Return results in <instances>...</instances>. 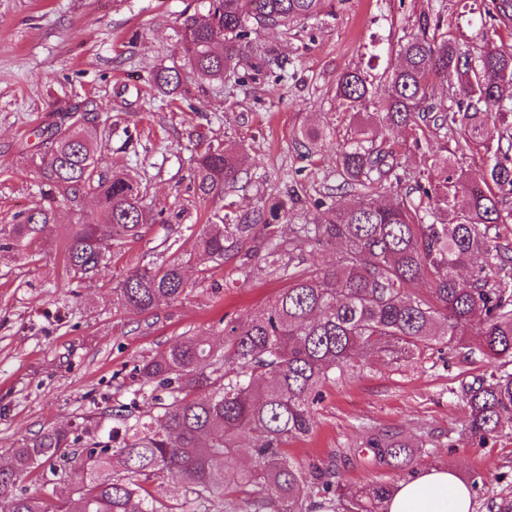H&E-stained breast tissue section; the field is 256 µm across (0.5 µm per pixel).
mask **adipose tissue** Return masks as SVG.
Here are the masks:
<instances>
[{
  "label": "adipose tissue",
  "instance_id": "obj_1",
  "mask_svg": "<svg viewBox=\"0 0 512 512\" xmlns=\"http://www.w3.org/2000/svg\"><path fill=\"white\" fill-rule=\"evenodd\" d=\"M386 512H475L469 481L455 467H423L400 481L385 503Z\"/></svg>",
  "mask_w": 512,
  "mask_h": 512
}]
</instances>
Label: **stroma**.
Wrapping results in <instances>:
<instances>
[{
    "instance_id": "1",
    "label": "stroma",
    "mask_w": 512,
    "mask_h": 512,
    "mask_svg": "<svg viewBox=\"0 0 512 512\" xmlns=\"http://www.w3.org/2000/svg\"><path fill=\"white\" fill-rule=\"evenodd\" d=\"M485 7L486 0H326L317 16L253 35L278 64L243 55L235 76L221 83L187 77L181 98L168 105L156 98L152 75L182 64L180 25L204 14V0H0V224L39 202L43 132L59 122V107L88 101L110 133L99 150L101 170L135 178L146 204L166 217L78 287L69 282L62 242L70 225L95 218L93 196L76 208L58 206L31 258L0 253V463L23 439L52 427L83 422L107 440L111 410L129 403L137 387L135 364L189 336L221 344L225 322L247 320L272 301L285 280L245 272L233 260L220 268L202 260L195 239L203 225L225 205L246 210L289 189L300 198L295 223H326L332 207L352 200L336 171V147L353 122L336 98L339 74L360 72L382 96L398 41L417 33L425 15L462 48L487 38L512 48V21L482 25ZM314 126L329 136L303 139ZM378 143L400 154L406 187L444 145L435 130L419 138L408 127L380 129ZM229 144L240 151L237 181L223 199L198 202L195 159ZM173 253L186 292L147 313L125 312L118 283ZM359 363L324 387L312 432L286 441L294 462L333 469L352 492L396 485L403 471L361 451L368 429L386 428L426 440L417 467L449 462L476 481V512L512 507V430L473 444L455 395L462 376L489 370L487 360L426 349L399 364L373 356Z\"/></svg>"
}]
</instances>
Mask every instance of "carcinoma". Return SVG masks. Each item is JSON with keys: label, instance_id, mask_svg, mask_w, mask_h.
<instances>
[{"label": "carcinoma", "instance_id": "cac0c4a2", "mask_svg": "<svg viewBox=\"0 0 512 512\" xmlns=\"http://www.w3.org/2000/svg\"><path fill=\"white\" fill-rule=\"evenodd\" d=\"M323 2L206 0L204 16L182 22L184 57L197 77L222 82L250 46V33L315 16ZM484 15L511 21L512 0H490ZM419 28L399 45L376 117L388 126H432L445 139L484 151L478 175L453 178L454 153L439 155L409 191L379 205L372 193L386 182L401 183L402 162L376 146L374 125L366 122L350 129L338 153L340 186L360 198L334 210L327 223H292L299 202L293 190L261 207L214 215L218 223L205 225L196 241L205 260L221 266L237 258L245 270L262 262L288 286L249 320L227 322L224 345L187 337L136 365L150 409L139 411L135 400L119 406L112 442L76 451L80 436L68 428L25 439L13 449L10 466L0 469L7 512H303L323 504L329 512H383L389 486L369 484L349 494L334 470L316 466L307 476L282 448L286 439L310 432L322 388L357 368L364 351L387 364L433 345L487 359L493 368L462 380L457 390L467 430L482 445L512 429V241L499 233L512 195V141L502 146L497 126L512 118V50L488 43L464 51L426 16ZM444 80L456 83L446 99L436 93V82ZM154 84L162 99L176 94L179 68H161ZM336 97L345 111L359 112L372 88L360 73L345 71ZM105 137L97 116L74 109L47 129L50 146L39 165L43 197L15 223L0 225V251L25 252L54 222L57 199L76 205L91 193L97 217L71 225L62 246L67 270L83 281L145 225L165 222L130 180L100 171L98 140ZM238 172L234 148H208L194 167L197 196L224 195ZM275 224L288 225V236L271 231ZM260 225L270 229L266 241L242 250ZM336 241L344 251L334 269L293 266L297 253ZM477 259L471 278L460 280L458 269ZM418 281L428 285L426 292L409 293ZM186 288L182 263L172 259L136 270L115 291L125 310L145 313ZM469 327L478 329L473 345ZM201 389L208 394L195 397ZM239 433L261 439L246 464L238 462L234 445ZM424 447L384 429L372 430L364 444L371 460L397 469L410 467ZM42 461L57 477L52 493L14 492L17 475ZM160 475L181 485L182 502L141 495L142 480Z\"/></svg>", "mask_w": 512, "mask_h": 512}]
</instances>
